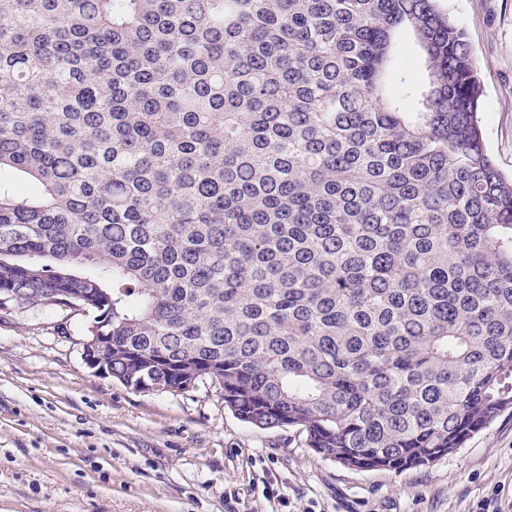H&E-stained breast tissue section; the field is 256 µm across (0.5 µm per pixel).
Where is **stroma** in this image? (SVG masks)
Wrapping results in <instances>:
<instances>
[{
	"instance_id": "1",
	"label": "stroma",
	"mask_w": 512,
	"mask_h": 512,
	"mask_svg": "<svg viewBox=\"0 0 512 512\" xmlns=\"http://www.w3.org/2000/svg\"><path fill=\"white\" fill-rule=\"evenodd\" d=\"M484 88L482 125L512 176V0H444ZM78 310L0 309V512H476L512 505V412L402 473L325 460L299 429H258L215 388L134 392L82 358Z\"/></svg>"
}]
</instances>
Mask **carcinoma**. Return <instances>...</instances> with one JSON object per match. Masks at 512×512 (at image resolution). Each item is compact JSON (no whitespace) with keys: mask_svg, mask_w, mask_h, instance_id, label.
<instances>
[{"mask_svg":"<svg viewBox=\"0 0 512 512\" xmlns=\"http://www.w3.org/2000/svg\"><path fill=\"white\" fill-rule=\"evenodd\" d=\"M482 96L443 0H0V306L92 315L131 390L427 466L512 410Z\"/></svg>","mask_w":512,"mask_h":512,"instance_id":"cac0c4a2","label":"carcinoma"}]
</instances>
